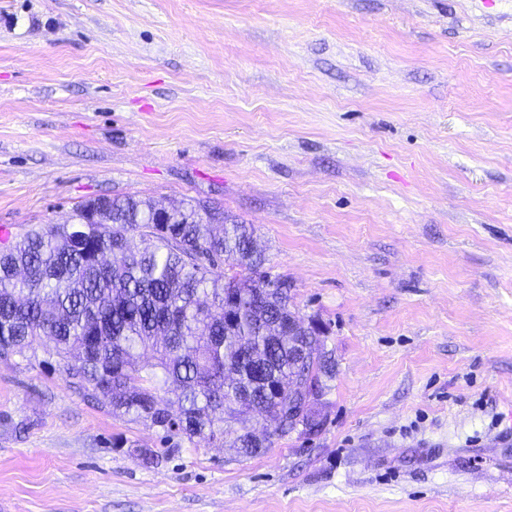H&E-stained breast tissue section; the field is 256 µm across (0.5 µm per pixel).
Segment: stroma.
<instances>
[{
	"instance_id": "35a3bbf8",
	"label": "stroma",
	"mask_w": 512,
	"mask_h": 512,
	"mask_svg": "<svg viewBox=\"0 0 512 512\" xmlns=\"http://www.w3.org/2000/svg\"><path fill=\"white\" fill-rule=\"evenodd\" d=\"M253 225L322 431L165 444L0 359V512H512V0H0V226Z\"/></svg>"
}]
</instances>
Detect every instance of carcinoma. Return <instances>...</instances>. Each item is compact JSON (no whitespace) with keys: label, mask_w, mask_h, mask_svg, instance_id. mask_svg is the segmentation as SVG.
I'll use <instances>...</instances> for the list:
<instances>
[{"label":"carcinoma","mask_w":512,"mask_h":512,"mask_svg":"<svg viewBox=\"0 0 512 512\" xmlns=\"http://www.w3.org/2000/svg\"><path fill=\"white\" fill-rule=\"evenodd\" d=\"M95 203L0 247V358L42 348L40 365L175 447L218 442L257 455L267 444L246 425L256 416L285 436L300 350L317 360L310 375L323 391L335 361L324 331L288 333L299 319L291 284L265 268L252 225L216 210L204 224L190 202L161 208L129 195L87 222ZM162 212L168 223H153ZM218 262L228 271H210ZM323 426L317 410L299 415L302 435Z\"/></svg>","instance_id":"obj_1"}]
</instances>
